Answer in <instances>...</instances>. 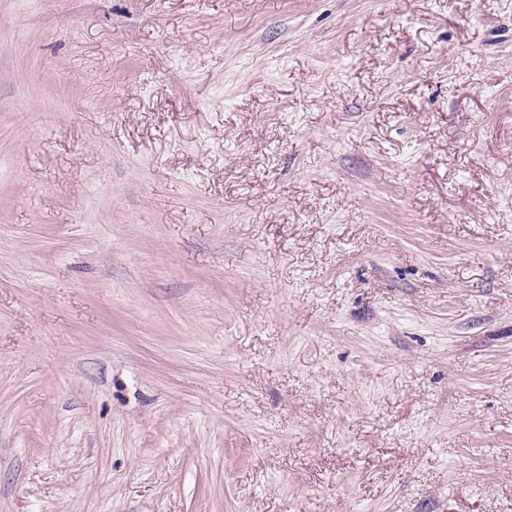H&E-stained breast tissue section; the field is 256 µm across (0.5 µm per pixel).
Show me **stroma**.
Wrapping results in <instances>:
<instances>
[{
	"label": "stroma",
	"instance_id": "1",
	"mask_svg": "<svg viewBox=\"0 0 512 512\" xmlns=\"http://www.w3.org/2000/svg\"><path fill=\"white\" fill-rule=\"evenodd\" d=\"M0 512H512V0H0Z\"/></svg>",
	"mask_w": 512,
	"mask_h": 512
}]
</instances>
